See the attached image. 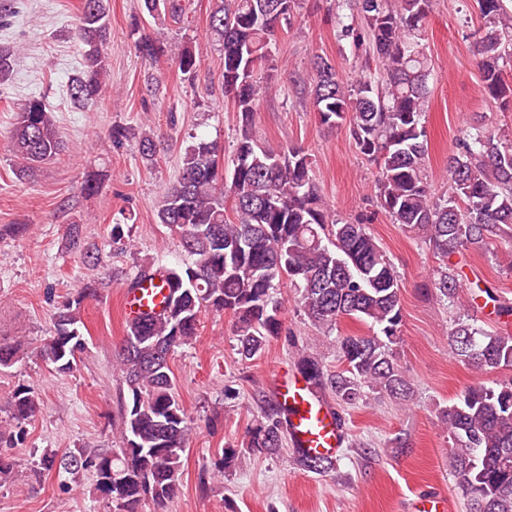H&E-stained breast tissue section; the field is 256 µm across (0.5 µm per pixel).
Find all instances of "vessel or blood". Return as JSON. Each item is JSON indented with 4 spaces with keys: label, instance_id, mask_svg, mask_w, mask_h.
Here are the masks:
<instances>
[{
    "label": "vessel or blood",
    "instance_id": "obj_1",
    "mask_svg": "<svg viewBox=\"0 0 512 512\" xmlns=\"http://www.w3.org/2000/svg\"><path fill=\"white\" fill-rule=\"evenodd\" d=\"M168 294L164 273H156L136 292H124L122 310L133 319L160 311ZM277 402L288 422L293 447L311 456L337 458L345 443L343 426L333 406L300 373H278L273 378Z\"/></svg>",
    "mask_w": 512,
    "mask_h": 512
}]
</instances>
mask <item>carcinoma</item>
<instances>
[{
  "instance_id": "1",
  "label": "carcinoma",
  "mask_w": 512,
  "mask_h": 512,
  "mask_svg": "<svg viewBox=\"0 0 512 512\" xmlns=\"http://www.w3.org/2000/svg\"><path fill=\"white\" fill-rule=\"evenodd\" d=\"M159 22L184 11L181 0H143ZM431 0H336L338 36L364 52L375 70L342 82L326 58L311 62L310 103L320 125H346L358 151L376 164V206L390 222L428 242L443 267L431 280L441 302L455 303L459 278L452 257L470 246L494 245L501 225H512V136L470 124L448 156L449 193L434 199L426 174L428 140L424 126L429 102L431 59L420 42ZM483 26L477 55L485 94L512 109V82L500 60L512 53V7L507 0H477ZM299 0H215L209 31L223 49L224 97L237 112V147L224 167L218 143L194 138L181 157L179 175L157 210L159 223L178 238L193 261L164 269L170 293L159 314L130 320L118 352L127 393L119 426L120 447L79 448L62 456L45 451L32 458L37 477L50 472L76 476L89 472L96 490L118 512H139L149 500L163 512L175 496L191 434V419L176 389L169 358L197 336L202 313L233 318L240 355H260L283 330V302L277 290L288 284L304 314L322 333L344 318L373 328L366 336L336 340L343 369L301 355L298 366L314 386L330 392L343 408L357 406L368 388L403 404L411 383L399 368L396 346L402 325L403 277L367 231L370 217L341 220L324 206L312 161L296 147L262 145L254 134L255 115L275 70L277 35L295 19ZM109 33L106 0H82L77 38L82 68L67 85L73 103L84 106L102 92L107 76L103 47ZM145 58H157L160 38L136 41ZM15 47H0V85L12 73ZM178 69L196 73L200 60L187 48ZM19 176L33 173L64 150L52 112L32 96L17 110L9 130ZM70 250L87 257L94 247L79 225L69 228ZM159 266H139L127 288L154 278ZM86 285L57 308L53 331L40 349L42 359L60 373H71L86 349L82 303L97 296ZM455 356L480 372L512 367V336L484 332L459 316L449 332ZM20 344L0 339V369L18 361ZM10 415L0 422V484L12 479L15 458L3 452L24 441L25 425L40 411L35 391L18 387L8 401ZM456 441L450 471L467 498L469 512H512V379L466 387L439 412ZM285 421L279 407L263 411L243 448H225L214 469L221 473L241 452L281 454ZM307 471L326 473L334 462L296 453Z\"/></svg>"
}]
</instances>
